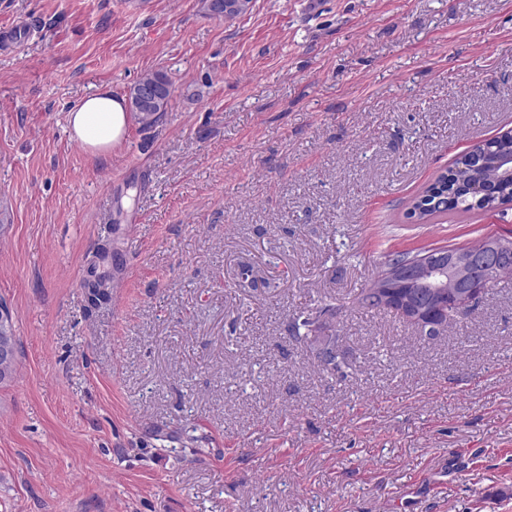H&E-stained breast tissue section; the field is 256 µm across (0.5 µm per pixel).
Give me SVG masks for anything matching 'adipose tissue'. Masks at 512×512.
Returning <instances> with one entry per match:
<instances>
[{
  "label": "adipose tissue",
  "mask_w": 512,
  "mask_h": 512,
  "mask_svg": "<svg viewBox=\"0 0 512 512\" xmlns=\"http://www.w3.org/2000/svg\"><path fill=\"white\" fill-rule=\"evenodd\" d=\"M129 121L125 100L108 91L86 96L67 115L72 138L97 157L108 155L123 143Z\"/></svg>",
  "instance_id": "adipose-tissue-1"
}]
</instances>
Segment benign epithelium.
Returning a JSON list of instances; mask_svg holds the SVG:
<instances>
[{"label": "benign epithelium", "mask_w": 512, "mask_h": 512, "mask_svg": "<svg viewBox=\"0 0 512 512\" xmlns=\"http://www.w3.org/2000/svg\"><path fill=\"white\" fill-rule=\"evenodd\" d=\"M473 160L496 173H512V150L495 156L476 153ZM506 254H512V242L499 237L486 239L479 253L424 254L411 264L391 267L378 281V298L384 305L398 307L425 334L433 335L440 330L445 297L452 296L460 308L472 305L483 293L480 285L485 277Z\"/></svg>", "instance_id": "benign-epithelium-1"}]
</instances>
